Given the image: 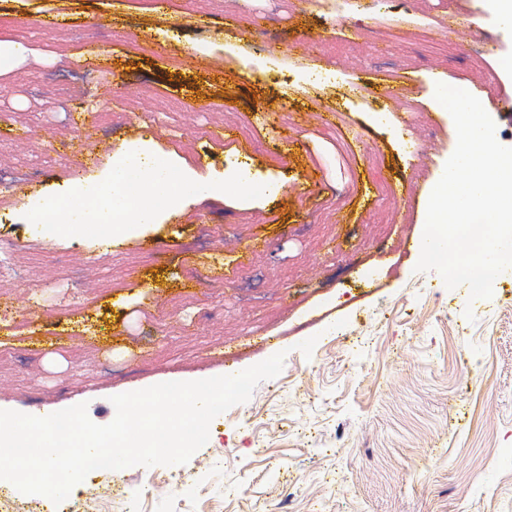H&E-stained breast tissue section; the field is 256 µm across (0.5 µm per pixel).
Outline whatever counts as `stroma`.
<instances>
[{"label":"stroma","mask_w":512,"mask_h":512,"mask_svg":"<svg viewBox=\"0 0 512 512\" xmlns=\"http://www.w3.org/2000/svg\"><path fill=\"white\" fill-rule=\"evenodd\" d=\"M472 0H0V43L20 56L0 67V212L11 223L19 276L7 292L33 299L0 318V410L41 416L87 403L100 425L111 396L170 381L220 376L284 353L281 373L217 416L188 463L128 467L75 486L65 512H512V272L470 300L399 247L423 234L421 203L394 207L409 185L433 189L457 137L437 84L512 96V79L485 84L512 61L486 49L501 34L475 20L466 47L439 22L469 18ZM56 10L59 28L37 24ZM110 19L96 26L99 15ZM324 46L300 57L297 42ZM175 55L153 54L154 41ZM224 58L217 76L180 52ZM335 88H314L310 71ZM212 108L186 112L197 87ZM408 94L380 128L362 132L364 101L387 87ZM327 126L287 130L308 110ZM93 118L109 145L98 162L61 160L41 137ZM229 128L232 138L177 136ZM363 140H356V133ZM428 135L417 159L412 136ZM197 182L222 179L242 153L253 200L199 193L175 217L111 245L83 236L38 239L35 198L90 181L140 141ZM26 178L27 193L16 190ZM155 243L142 249L143 241ZM84 252L48 288L44 266ZM89 278L96 293L78 288ZM216 313L198 322L196 295Z\"/></svg>","instance_id":"35a3bbf8"}]
</instances>
